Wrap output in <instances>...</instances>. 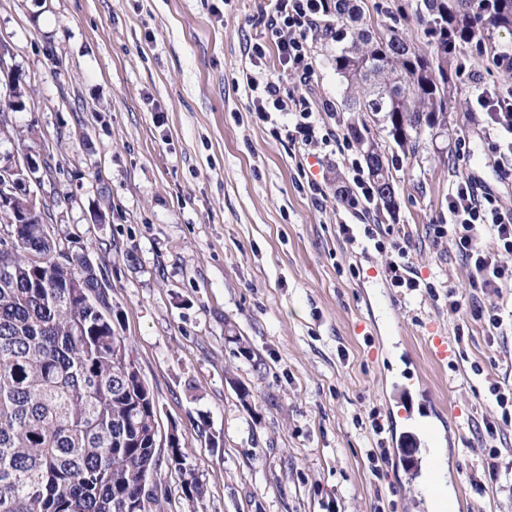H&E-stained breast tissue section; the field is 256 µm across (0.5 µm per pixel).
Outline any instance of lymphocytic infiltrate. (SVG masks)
Instances as JSON below:
<instances>
[{
	"instance_id": "obj_1",
	"label": "lymphocytic infiltrate",
	"mask_w": 512,
	"mask_h": 512,
	"mask_svg": "<svg viewBox=\"0 0 512 512\" xmlns=\"http://www.w3.org/2000/svg\"><path fill=\"white\" fill-rule=\"evenodd\" d=\"M326 12L325 0H276L264 23V42L251 45L253 55L265 54L266 43H273L280 62L289 72L309 81L308 36L318 18ZM247 84L255 94L260 112H295L294 126L301 144L314 140L329 144V137H317L312 121L313 104L306 96L282 98L280 87L265 77L251 76ZM472 97L483 112V134L497 156L501 171H512V92L503 93L486 85H475ZM438 236H449L456 252L470 269V286L500 294L512 288V208L504 206L491 192L479 188L469 176L459 177L448 194V222L438 225Z\"/></svg>"
}]
</instances>
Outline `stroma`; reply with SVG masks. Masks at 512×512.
<instances>
[{
  "mask_svg": "<svg viewBox=\"0 0 512 512\" xmlns=\"http://www.w3.org/2000/svg\"><path fill=\"white\" fill-rule=\"evenodd\" d=\"M269 6L0 0V42L32 91L24 110L8 112L18 135L0 141V153L25 146L52 156L56 173L38 171L31 188L56 200L55 233L92 257L162 430L189 452L205 494L188 507L182 475L160 467L164 510L428 512L421 457L402 448L417 412L445 450L450 512H512V428L484 434L490 386H512V294L498 301L500 328L452 314L447 290L470 306L488 298L434 233L458 176L512 207V174L499 170L469 103L477 79L512 89L498 65L512 58V33H494L492 58L463 50L448 130L424 133L417 155L370 123L398 206L355 216L336 196L360 155L332 64L337 43L310 37L306 84L286 74L274 45L250 56ZM258 73L282 93L309 92L318 129L335 130L337 144H311L296 158L286 138L295 115L255 110L246 77ZM397 243L434 294L392 286ZM433 336L457 342L447 365L428 357ZM373 412L391 455L377 476L367 459Z\"/></svg>",
  "mask_w": 512,
  "mask_h": 512,
  "instance_id": "35a3bbf8",
  "label": "stroma"
}]
</instances>
